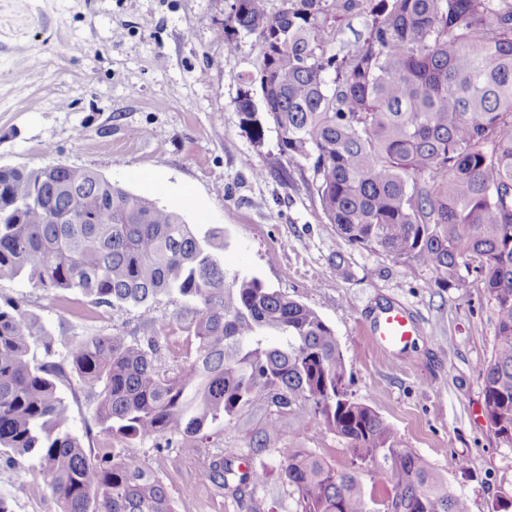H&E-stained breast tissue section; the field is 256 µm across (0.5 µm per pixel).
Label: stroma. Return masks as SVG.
Here are the masks:
<instances>
[{
  "label": "stroma",
  "mask_w": 512,
  "mask_h": 512,
  "mask_svg": "<svg viewBox=\"0 0 512 512\" xmlns=\"http://www.w3.org/2000/svg\"><path fill=\"white\" fill-rule=\"evenodd\" d=\"M372 0L329 18L339 53L353 50ZM226 0H0V166L55 163L95 171L159 201L186 223L224 231V267L257 277L315 310L334 330L348 390L372 407L464 496L470 512H493L512 492V448L494 434L480 370L494 349L495 308L475 276L444 288L429 269L351 245L324 217L305 163L282 155L275 131L254 143L235 100L257 70L255 35L225 52L215 38ZM22 301L55 339L109 334L156 336L171 367L186 356L188 316L161 299L152 324L136 310L114 311L74 292L47 296L20 280L0 281V302ZM399 303L415 315L409 350H378L375 316ZM263 402L203 432L193 458L131 441L168 484L176 512H294L279 480L280 451L305 448L336 468L350 464L344 440L322 432L300 402L286 434L266 431ZM221 455L268 479L243 503L218 494L199 473ZM467 459L459 469V459ZM23 494H16L18 485ZM0 493L14 512H59L27 462H0Z\"/></svg>",
  "instance_id": "1"
}]
</instances>
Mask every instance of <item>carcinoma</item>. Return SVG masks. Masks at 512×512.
Wrapping results in <instances>:
<instances>
[{
	"label": "carcinoma",
	"mask_w": 512,
	"mask_h": 512,
	"mask_svg": "<svg viewBox=\"0 0 512 512\" xmlns=\"http://www.w3.org/2000/svg\"><path fill=\"white\" fill-rule=\"evenodd\" d=\"M358 0H230L216 37L235 49L256 34L265 112L235 101L260 142L273 126L288 160L305 161L322 213L347 242L414 262L438 282L474 273L495 303V352L481 368L486 416L512 447V0H378L366 36L339 55L327 15ZM224 234L204 233L100 174L58 164L0 167V281L76 292L153 321L160 298L192 312L195 355L173 369L157 336H92L57 350L22 302L0 304V461L27 460L59 512H175L164 480L115 438L188 450L204 428L262 398L278 413L311 405L320 430L344 439L351 464L282 448L281 483L295 512H375L365 477L390 486L384 512H470L391 426L348 392L334 330L312 308L228 274ZM42 348L44 360L35 359ZM66 383L97 399L105 450L69 426ZM216 491L254 488L262 470L214 457Z\"/></svg>",
	"instance_id": "1"
}]
</instances>
